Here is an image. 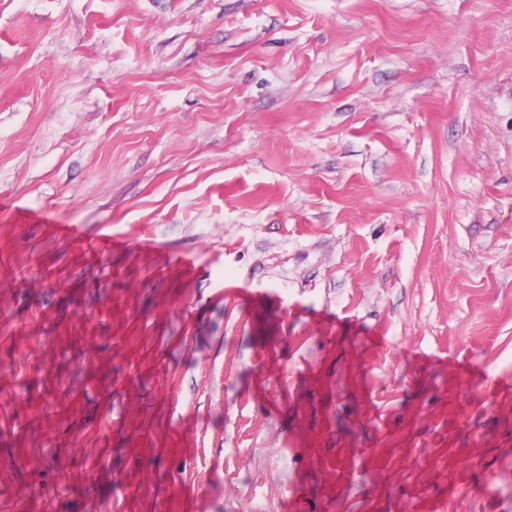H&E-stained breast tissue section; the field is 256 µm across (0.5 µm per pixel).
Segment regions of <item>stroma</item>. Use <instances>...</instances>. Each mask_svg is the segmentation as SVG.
I'll list each match as a JSON object with an SVG mask.
<instances>
[{"label": "stroma", "instance_id": "1", "mask_svg": "<svg viewBox=\"0 0 512 512\" xmlns=\"http://www.w3.org/2000/svg\"><path fill=\"white\" fill-rule=\"evenodd\" d=\"M0 512H512V0H0Z\"/></svg>", "mask_w": 512, "mask_h": 512}]
</instances>
